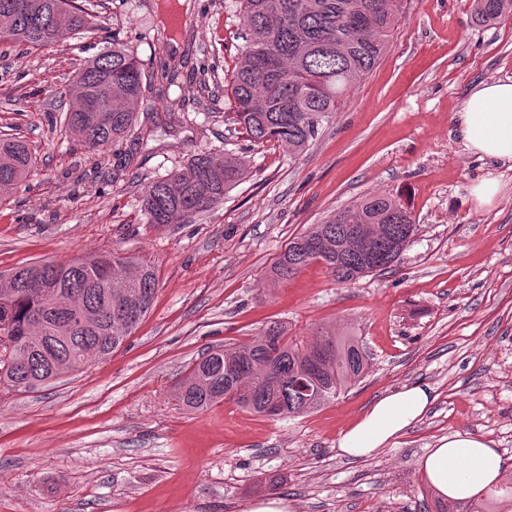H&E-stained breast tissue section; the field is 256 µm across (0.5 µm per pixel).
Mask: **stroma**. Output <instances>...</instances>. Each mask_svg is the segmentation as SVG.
I'll return each instance as SVG.
<instances>
[{
    "label": "stroma",
    "instance_id": "1",
    "mask_svg": "<svg viewBox=\"0 0 512 512\" xmlns=\"http://www.w3.org/2000/svg\"><path fill=\"white\" fill-rule=\"evenodd\" d=\"M191 2L187 14L179 0H87L83 33L47 49L0 44V135L37 157L0 200V271L116 250L157 278L110 357L27 391L0 384V512H241L273 496L290 512H435L418 462L457 432L491 441L512 474V165L469 152L458 122L472 87L512 78V17L404 0L386 52L297 154L230 119L238 0ZM115 40L145 73L175 71L152 81L127 138L87 152L64 130L60 94ZM224 151L247 173L222 204L188 224L147 223L148 183ZM489 176L502 191L481 206L471 189ZM377 191L418 228L395 267L344 284L313 262L269 284L291 240ZM273 320L293 336L353 332L365 374L294 419L175 402L193 361ZM414 383L435 395L420 421L374 457L338 455L377 397Z\"/></svg>",
    "mask_w": 512,
    "mask_h": 512
}]
</instances>
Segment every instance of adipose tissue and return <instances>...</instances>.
I'll return each instance as SVG.
<instances>
[{"label": "adipose tissue", "mask_w": 512, "mask_h": 512, "mask_svg": "<svg viewBox=\"0 0 512 512\" xmlns=\"http://www.w3.org/2000/svg\"><path fill=\"white\" fill-rule=\"evenodd\" d=\"M459 118L469 151L491 161L512 162V78L485 81L470 89ZM433 401L432 388L421 383L378 397L342 433L338 455L373 457L419 421ZM502 465L499 449L468 433L440 439L419 461L434 496L453 501L481 497L499 480Z\"/></svg>", "instance_id": "ef3b65f1"}]
</instances>
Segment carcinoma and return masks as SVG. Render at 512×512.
Returning <instances> with one entry per match:
<instances>
[{
    "label": "carcinoma",
    "instance_id": "carcinoma-1",
    "mask_svg": "<svg viewBox=\"0 0 512 512\" xmlns=\"http://www.w3.org/2000/svg\"><path fill=\"white\" fill-rule=\"evenodd\" d=\"M245 30L241 61L230 93L233 122L253 141L275 140L300 152L338 111L346 92L377 63L402 17L403 0H239ZM477 18L494 21L512 12V0H473ZM90 14L76 0H0V43L35 49L52 46L87 29ZM138 58L122 44L100 53L74 76L73 97L64 123L88 151H100L127 136L135 107L144 95ZM35 157L20 139L0 138V193L27 179ZM242 161L227 153L191 157L179 169L152 181L142 207L158 227L188 224L222 202L244 177ZM408 208L385 192L368 194L336 216L290 241L271 269V280L286 281L311 262L322 263L340 283L385 271L409 245L414 219L395 213ZM370 231L367 248L350 244V230ZM59 285L48 296L31 286L34 278ZM0 292V380L13 389H33L54 380L51 363L83 364L107 358L120 348L147 314L156 293L153 268L118 252L92 259L40 262L19 267ZM112 307V316L105 315ZM100 315L98 323L73 330L75 313ZM32 351L28 364L13 367L8 342ZM368 365L358 337L317 332L307 343L271 322L254 341L239 348L213 349L186 371L176 401L191 412L232 401L265 415L272 401L287 417H301L358 380ZM438 512H512V476L479 504L455 501Z\"/></svg>",
    "mask_w": 512,
    "mask_h": 512
}]
</instances>
